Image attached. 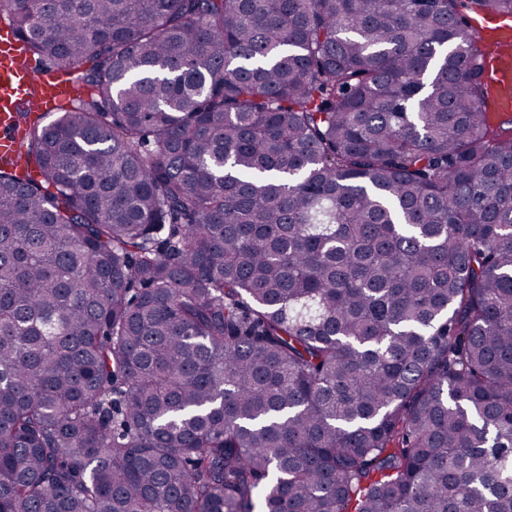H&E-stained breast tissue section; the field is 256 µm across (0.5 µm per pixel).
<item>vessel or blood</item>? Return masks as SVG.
Segmentation results:
<instances>
[{"label": "vessel or blood", "instance_id": "obj_1", "mask_svg": "<svg viewBox=\"0 0 512 512\" xmlns=\"http://www.w3.org/2000/svg\"><path fill=\"white\" fill-rule=\"evenodd\" d=\"M472 27L485 52L489 94L485 111L494 115L512 113V18L486 11L479 13ZM29 58L25 44L14 34L11 22L0 21V163L23 166L19 153L22 130L16 123V109L27 103L38 112H54L72 105L79 90L72 78L49 73L40 81L38 93L30 91Z\"/></svg>", "mask_w": 512, "mask_h": 512}]
</instances>
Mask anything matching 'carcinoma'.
Segmentation results:
<instances>
[{
    "label": "carcinoma",
    "mask_w": 512,
    "mask_h": 512,
    "mask_svg": "<svg viewBox=\"0 0 512 512\" xmlns=\"http://www.w3.org/2000/svg\"><path fill=\"white\" fill-rule=\"evenodd\" d=\"M0 512H512V0H11ZM0 19V163L22 167L24 159L19 153L22 128L16 123L17 106L26 102L37 113L54 112L72 105L79 97V90L72 77L51 72L41 79L37 95L31 97L26 46L15 36L11 22L1 18V8ZM62 112L50 113L45 122ZM472 27L485 52L489 94L483 110L489 115L512 113V18L492 11L480 12Z\"/></svg>",
    "instance_id": "1"
}]
</instances>
